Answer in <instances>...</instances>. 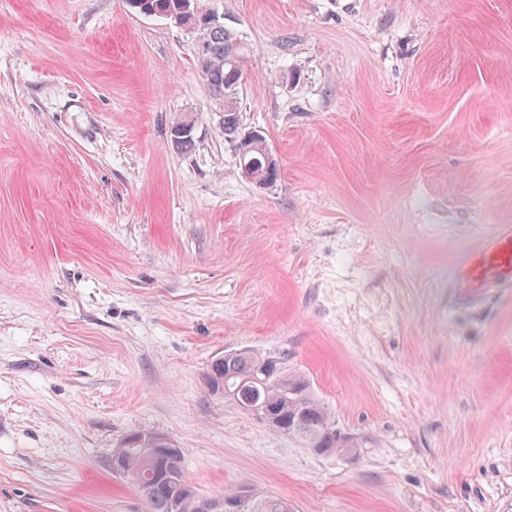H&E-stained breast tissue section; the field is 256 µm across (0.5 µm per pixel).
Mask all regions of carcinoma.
<instances>
[{
	"label": "carcinoma",
	"mask_w": 512,
	"mask_h": 512,
	"mask_svg": "<svg viewBox=\"0 0 512 512\" xmlns=\"http://www.w3.org/2000/svg\"><path fill=\"white\" fill-rule=\"evenodd\" d=\"M177 0H143L154 16H164ZM196 39L205 48L196 58L202 78L224 112V136H235L239 128V89L242 74L232 60L240 57L243 44L237 33L225 26L200 25ZM266 356L252 349L227 352L215 357L205 374L209 396L240 403L258 398L267 407L263 423L270 430L286 435L318 455L333 453V440L327 428L336 427L335 416L316 396L310 381L278 363L265 365ZM112 460L120 461L145 502L147 512H224V503L239 496L247 499L244 512H290L288 502L263 496L247 486L218 494H202L185 475L181 450L169 439L140 434L114 450Z\"/></svg>",
	"instance_id": "obj_1"
}]
</instances>
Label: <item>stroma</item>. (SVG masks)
I'll use <instances>...</instances> for the list:
<instances>
[{"mask_svg": "<svg viewBox=\"0 0 512 512\" xmlns=\"http://www.w3.org/2000/svg\"><path fill=\"white\" fill-rule=\"evenodd\" d=\"M245 44V179L191 35L127 0H0V512H145L112 451L293 512H512V0H202ZM196 118L181 152L171 129ZM284 354L349 435L321 456L210 397ZM258 133L250 132L245 134L241 138V143H249L251 140V143L246 145V148L249 149V153L247 155V152H245L243 149L240 150V145H238L239 150V165L242 171L243 176L248 179L249 181L255 183L259 186H265L270 184L271 182L275 181L278 173L279 168L276 171V173L273 176V181H271L270 177H267L265 172H270L274 168L278 166V162L274 155L267 149L265 146L263 150V145L265 140L263 139V136L261 137ZM263 151V152H262ZM262 152V163L260 160L256 158H252L250 156L260 157V153ZM262 164V168H261ZM459 280L473 297L486 288L512 287L511 225H501L485 238L480 251L461 269Z\"/></svg>", "mask_w": 512, "mask_h": 512, "instance_id": "35a3bbf8", "label": "stroma"}]
</instances>
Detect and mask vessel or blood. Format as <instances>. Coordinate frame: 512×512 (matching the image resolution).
Returning <instances> with one entry per match:
<instances>
[{
    "label": "vessel or blood",
    "mask_w": 512,
    "mask_h": 512,
    "mask_svg": "<svg viewBox=\"0 0 512 512\" xmlns=\"http://www.w3.org/2000/svg\"><path fill=\"white\" fill-rule=\"evenodd\" d=\"M465 292L482 295L491 287H512V226H499L459 274Z\"/></svg>",
    "instance_id": "vessel-or-blood-1"
}]
</instances>
